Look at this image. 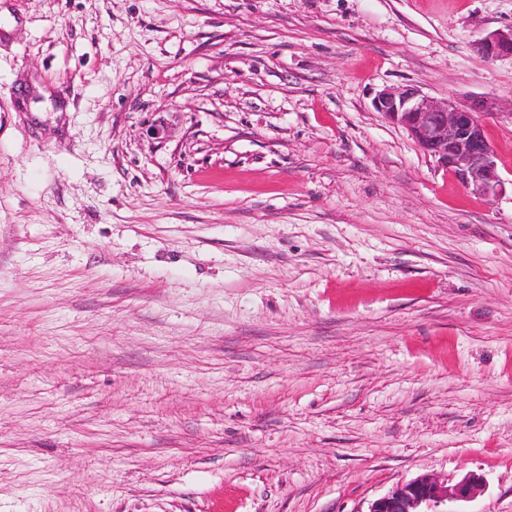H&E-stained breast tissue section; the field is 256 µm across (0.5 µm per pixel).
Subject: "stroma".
I'll return each instance as SVG.
<instances>
[{"label": "stroma", "mask_w": 512, "mask_h": 512, "mask_svg": "<svg viewBox=\"0 0 512 512\" xmlns=\"http://www.w3.org/2000/svg\"><path fill=\"white\" fill-rule=\"evenodd\" d=\"M512 0H0V512H512ZM476 49L483 57L490 60L504 56L512 57V27L479 39L476 42ZM374 108L400 125L416 145L472 194L486 199L505 191L496 155L479 119L481 112L451 100H435L415 88H386ZM484 477L470 472L457 481L419 476L376 499L368 512H447L432 509L444 503L470 502L484 489Z\"/></svg>", "instance_id": "1"}]
</instances>
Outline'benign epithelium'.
<instances>
[{
  "label": "benign epithelium",
  "instance_id": "obj_1",
  "mask_svg": "<svg viewBox=\"0 0 512 512\" xmlns=\"http://www.w3.org/2000/svg\"><path fill=\"white\" fill-rule=\"evenodd\" d=\"M476 49L490 60L512 57V27L479 39ZM374 108L406 129L425 154L472 194L490 199L505 191L478 113L415 88H386L377 94ZM484 486L483 475L475 472L457 481L419 476L376 499L368 512H424L444 503L470 502Z\"/></svg>",
  "mask_w": 512,
  "mask_h": 512
}]
</instances>
